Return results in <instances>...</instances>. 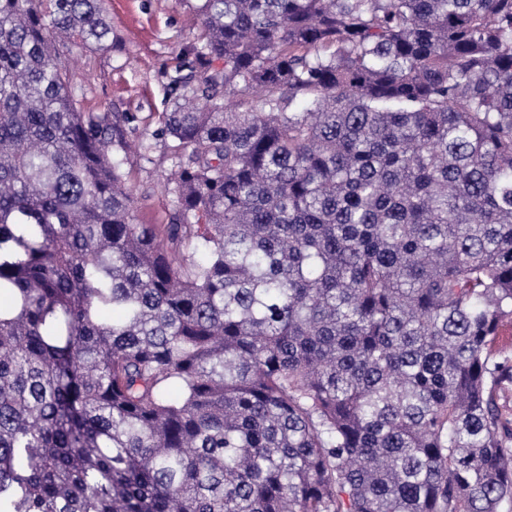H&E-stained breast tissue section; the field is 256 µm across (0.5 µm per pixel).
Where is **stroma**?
I'll return each mask as SVG.
<instances>
[{
    "mask_svg": "<svg viewBox=\"0 0 512 512\" xmlns=\"http://www.w3.org/2000/svg\"><path fill=\"white\" fill-rule=\"evenodd\" d=\"M112 25L107 52L74 55L72 85L86 111L135 116L144 156L125 163L142 224H166L177 206L165 185L174 165L171 142L161 134L171 109L170 77L196 40L198 18L188 0H106Z\"/></svg>",
    "mask_w": 512,
    "mask_h": 512,
    "instance_id": "1",
    "label": "stroma"
}]
</instances>
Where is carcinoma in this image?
I'll return each mask as SVG.
<instances>
[{
  "instance_id": "carcinoma-1",
  "label": "carcinoma",
  "mask_w": 512,
  "mask_h": 512,
  "mask_svg": "<svg viewBox=\"0 0 512 512\" xmlns=\"http://www.w3.org/2000/svg\"><path fill=\"white\" fill-rule=\"evenodd\" d=\"M194 10L140 224L104 0H0V512H512V0Z\"/></svg>"
}]
</instances>
